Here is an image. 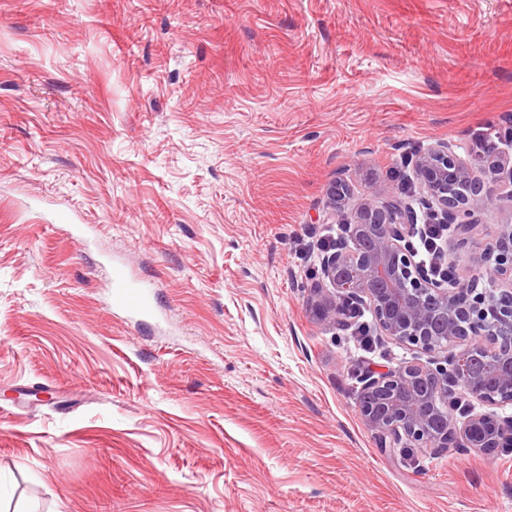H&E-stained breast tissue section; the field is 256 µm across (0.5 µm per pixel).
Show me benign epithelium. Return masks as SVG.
I'll list each match as a JSON object with an SVG mask.
<instances>
[{
	"label": "benign epithelium",
	"mask_w": 512,
	"mask_h": 512,
	"mask_svg": "<svg viewBox=\"0 0 512 512\" xmlns=\"http://www.w3.org/2000/svg\"><path fill=\"white\" fill-rule=\"evenodd\" d=\"M484 178L461 160L446 142L416 159L415 176L428 201L455 225L464 241L477 213L512 198V158H499L486 147ZM343 181L328 189V203L339 207L347 239L322 257L321 280L312 287L310 308L328 327L345 326L351 314L368 308L383 335L428 353L464 347L445 363L410 364L369 376L359 414L383 448L422 452L475 448L493 453L512 447V419L492 412L454 417L448 383L485 406L512 401V210L495 225L491 242L469 257L490 272L479 286L475 278H453L444 287L432 281L414 259L411 200L393 193L384 202L368 199L345 209Z\"/></svg>",
	"instance_id": "benign-epithelium-1"
}]
</instances>
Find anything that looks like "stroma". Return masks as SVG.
Listing matches in <instances>:
<instances>
[{"label":"stroma","mask_w":512,"mask_h":512,"mask_svg":"<svg viewBox=\"0 0 512 512\" xmlns=\"http://www.w3.org/2000/svg\"><path fill=\"white\" fill-rule=\"evenodd\" d=\"M0 0V512H512V447L357 410L428 362L309 306L347 208L512 126V0ZM482 211L464 278L503 211ZM155 316L104 303L112 264Z\"/></svg>","instance_id":"35a3bbf8"}]
</instances>
